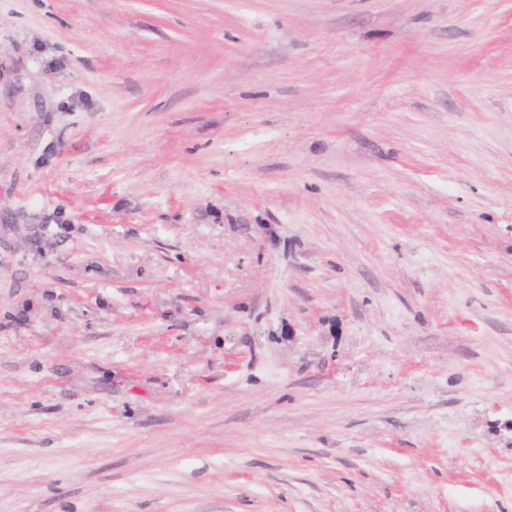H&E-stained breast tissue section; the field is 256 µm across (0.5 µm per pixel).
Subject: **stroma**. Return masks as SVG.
Here are the masks:
<instances>
[{
	"mask_svg": "<svg viewBox=\"0 0 512 512\" xmlns=\"http://www.w3.org/2000/svg\"><path fill=\"white\" fill-rule=\"evenodd\" d=\"M0 512H512V0H0Z\"/></svg>",
	"mask_w": 512,
	"mask_h": 512,
	"instance_id": "35a3bbf8",
	"label": "stroma"
}]
</instances>
